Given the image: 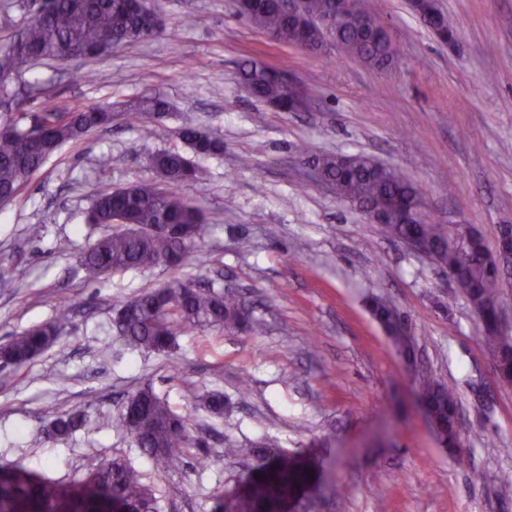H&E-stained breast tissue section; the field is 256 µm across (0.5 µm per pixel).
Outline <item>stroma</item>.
<instances>
[{"mask_svg":"<svg viewBox=\"0 0 512 512\" xmlns=\"http://www.w3.org/2000/svg\"><path fill=\"white\" fill-rule=\"evenodd\" d=\"M149 4L162 20L152 39L35 74L28 111L46 99L108 106L112 126L62 146L0 210V345L52 320L62 297L78 302L56 344L23 368L0 364V465L68 482L118 457L154 486L158 512H213L241 499L253 512H308L311 502L318 512H512L497 480L512 471V386L499 383L470 305L447 272L307 181L301 154L390 165L423 189L436 223L470 225L495 248L512 224V0H439L456 28L448 45L407 0H363L399 52L381 71L330 43L309 53L273 41L236 16L233 0ZM247 59L299 79L309 111L248 94L237 80ZM88 71L94 81L83 80ZM155 95L169 103L164 117L125 120L129 102ZM186 126L224 143L222 154L197 158L200 181L177 189L202 206L204 242L178 270L90 276L80 257L109 232L85 221L94 196L151 178L152 153L190 155ZM180 276L233 291L266 333L195 329L166 354L128 350L114 323L119 304ZM372 294L407 316L415 366L366 309ZM427 375L457 391L461 457L441 447L419 405ZM145 387L189 414L205 442L166 476L117 426ZM210 391L224 393L223 417L199 408ZM73 409L86 426L47 440L50 420ZM263 441L307 478L278 503L257 501V461L244 453ZM230 446L239 456L225 457Z\"/></svg>","mask_w":512,"mask_h":512,"instance_id":"1","label":"stroma"}]
</instances>
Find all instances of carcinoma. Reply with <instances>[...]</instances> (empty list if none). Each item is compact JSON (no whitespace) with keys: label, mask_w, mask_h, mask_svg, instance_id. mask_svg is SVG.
<instances>
[{"label":"carcinoma","mask_w":512,"mask_h":512,"mask_svg":"<svg viewBox=\"0 0 512 512\" xmlns=\"http://www.w3.org/2000/svg\"><path fill=\"white\" fill-rule=\"evenodd\" d=\"M138 0H46L41 14L32 18L22 32L0 48V108L12 107L18 85L33 66L56 60L60 50L73 58L105 55L112 49L154 37L158 30L141 14ZM237 9L249 22L273 39L311 51L331 37L342 54L367 66L383 69L397 61L398 53L379 17L359 16L353 0H306L307 12L316 23L297 26L288 20L276 0H237ZM435 33H454L452 21L439 9L427 22ZM239 78L251 88L253 97L280 102L288 107L287 90L269 68L252 61L238 67ZM167 103L158 97L140 98L126 107V116L137 120L144 114L162 116ZM39 123L41 137L28 134V122ZM112 125V112L98 107L61 111L50 101L42 111L17 113L0 124V196L16 197L62 145ZM180 135L198 154H218L221 141L197 128L186 126ZM329 181L336 196L386 214L382 231L400 240L417 238L427 247L428 258L458 275L457 287L470 302L480 321L485 349L501 382L512 385V332L498 316L503 277L500 261L490 256L483 238L464 232L459 224L403 223L395 203L409 202L421 190L395 168H378L366 161L347 167L333 154L310 155ZM150 168L151 182L98 194L88 211L90 224H132L135 230L113 232L99 238L81 258L93 275L125 269H151L166 265L179 269L189 253L209 232L201 207L178 196L173 188L198 179L190 171V160L178 152L163 151ZM76 302L66 297L56 320L30 327L0 346V360L17 368L51 347ZM369 310L406 358L414 356V337L400 336L401 314L391 302L375 297ZM119 334L132 350L165 353L175 345L184 329L224 327L244 330L255 336L265 332L264 323L248 313L238 300L202 289L189 278H176L164 288L146 291L120 304L115 318ZM421 400L442 441L458 453L456 411L458 398L453 386L433 378L420 386ZM212 415L224 414V395L210 393L203 402ZM190 415L173 411L151 389L131 395L119 417V426L131 442L148 456L158 472L170 473L187 466L190 449L201 440L189 427ZM85 415L75 410L56 416L46 431L47 438L70 437L85 426ZM241 451L271 466L262 493L271 499L288 492L289 484L301 475L288 472L286 451L270 442L241 450L226 448L224 455ZM0 512H157L155 490L143 476L118 458L102 461L81 478L68 483L42 472H28L0 465Z\"/></svg>","instance_id":"obj_1"}]
</instances>
